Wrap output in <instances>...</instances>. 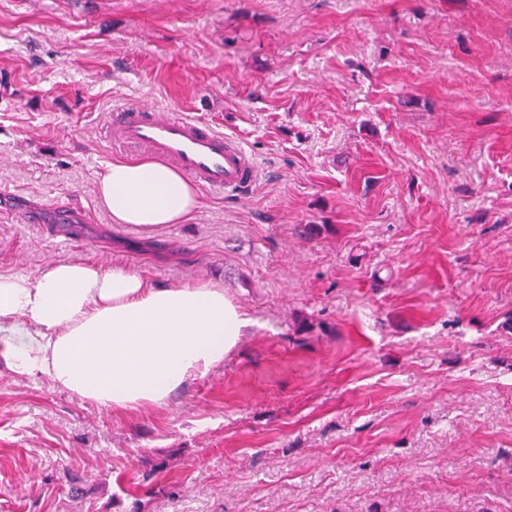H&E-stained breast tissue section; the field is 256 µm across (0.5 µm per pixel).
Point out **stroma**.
<instances>
[{"label":"stroma","instance_id":"1","mask_svg":"<svg viewBox=\"0 0 512 512\" xmlns=\"http://www.w3.org/2000/svg\"><path fill=\"white\" fill-rule=\"evenodd\" d=\"M125 104L261 180L113 223ZM0 188V273L117 263L251 321L159 407L0 365V512H512V0H0Z\"/></svg>","mask_w":512,"mask_h":512}]
</instances>
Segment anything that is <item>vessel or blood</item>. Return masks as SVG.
<instances>
[{
  "label": "vessel or blood",
  "instance_id": "vessel-or-blood-1",
  "mask_svg": "<svg viewBox=\"0 0 512 512\" xmlns=\"http://www.w3.org/2000/svg\"><path fill=\"white\" fill-rule=\"evenodd\" d=\"M105 132L114 146L161 158L201 186L228 196L247 194L262 176L238 138L177 112L124 106L113 112Z\"/></svg>",
  "mask_w": 512,
  "mask_h": 512
}]
</instances>
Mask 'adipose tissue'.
I'll return each instance as SVG.
<instances>
[{
  "label": "adipose tissue",
  "instance_id": "adipose-tissue-1",
  "mask_svg": "<svg viewBox=\"0 0 512 512\" xmlns=\"http://www.w3.org/2000/svg\"><path fill=\"white\" fill-rule=\"evenodd\" d=\"M96 193L113 223L145 231L185 223L199 206L193 183L156 159L112 161ZM249 323L222 286L158 288L119 264L0 274V363L105 408L166 404L222 363Z\"/></svg>",
  "mask_w": 512,
  "mask_h": 512
}]
</instances>
